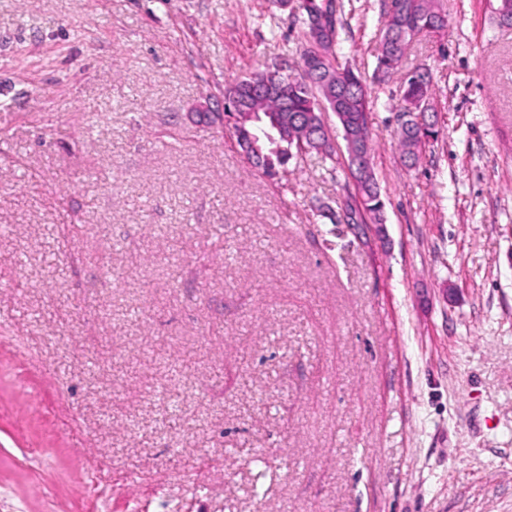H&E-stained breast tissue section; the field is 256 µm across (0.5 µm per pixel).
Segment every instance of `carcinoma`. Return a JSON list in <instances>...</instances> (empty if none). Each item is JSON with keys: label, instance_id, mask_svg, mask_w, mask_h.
Instances as JSON below:
<instances>
[{"label": "carcinoma", "instance_id": "obj_1", "mask_svg": "<svg viewBox=\"0 0 512 512\" xmlns=\"http://www.w3.org/2000/svg\"><path fill=\"white\" fill-rule=\"evenodd\" d=\"M400 9L385 11L378 31V53L372 81L352 68L335 60L342 23L338 16L341 5L336 0H300L297 19L308 27L309 39H314L311 22L325 18L331 24V43L323 46L326 62L314 65L312 49L303 50L299 59L289 63L285 59L275 60L251 78H244L228 86L224 91V115L234 120V133L245 159L254 168L268 177L276 176L290 161L302 158L296 148V140L307 128L318 135L306 141L308 150L329 158L334 148L327 133L323 131L322 112L330 110L342 130L346 152L358 151L368 155L372 149L370 128L366 113L370 110V83H382L402 65L409 46V33L413 30L428 34H439L448 27V13L440 0H398ZM284 66L287 72L280 73L285 86L273 93L263 89L262 80L271 73H279ZM402 98L412 111L417 112L426 102L433 100L432 74L429 69L418 77H410ZM266 122L277 121L284 137L281 147L258 142L251 144L249 133L254 121L252 115ZM401 157L410 167L420 160L422 146L417 132L411 126H398ZM364 205L363 219L377 224L383 223L384 202L381 199L371 163L350 170Z\"/></svg>", "mask_w": 512, "mask_h": 512}]
</instances>
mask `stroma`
Listing matches in <instances>:
<instances>
[{"mask_svg":"<svg viewBox=\"0 0 512 512\" xmlns=\"http://www.w3.org/2000/svg\"><path fill=\"white\" fill-rule=\"evenodd\" d=\"M442 0L332 159L270 179L224 88L308 43L276 0H0V512H512V27ZM384 0H343L372 73ZM430 68L441 134L395 137ZM398 139L403 161L409 167L416 166L420 160V150L422 149L417 138V131H414L411 126L398 124ZM350 174L357 183L356 189H358L360 195L354 204L355 214L352 216L356 219V214L362 215L363 208L361 205V198L364 205L363 221L370 219L375 224H383V210L384 202L381 199L380 188L377 183L371 163L368 161L366 165H362L361 168L353 170L349 167Z\"/></svg>","mask_w":512,"mask_h":512,"instance_id":"stroma-1","label":"stroma"}]
</instances>
